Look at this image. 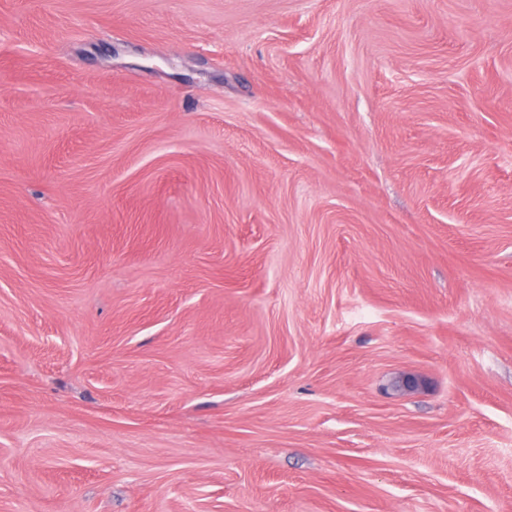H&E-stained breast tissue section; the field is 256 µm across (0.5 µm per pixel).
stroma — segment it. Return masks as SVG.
I'll return each mask as SVG.
<instances>
[{
  "mask_svg": "<svg viewBox=\"0 0 512 512\" xmlns=\"http://www.w3.org/2000/svg\"><path fill=\"white\" fill-rule=\"evenodd\" d=\"M0 512H512V0H0Z\"/></svg>",
  "mask_w": 512,
  "mask_h": 512,
  "instance_id": "obj_1",
  "label": "stroma"
}]
</instances>
